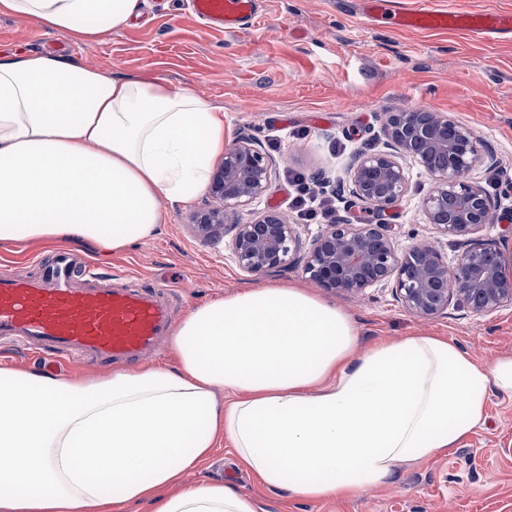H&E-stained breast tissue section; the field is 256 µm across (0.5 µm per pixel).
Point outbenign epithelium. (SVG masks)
Returning a JSON list of instances; mask_svg holds the SVG:
<instances>
[{
  "label": "benign epithelium",
  "instance_id": "7a95c632",
  "mask_svg": "<svg viewBox=\"0 0 512 512\" xmlns=\"http://www.w3.org/2000/svg\"><path fill=\"white\" fill-rule=\"evenodd\" d=\"M389 149L360 153L348 169L351 196L378 209L389 208L409 191V161L431 178L422 198L427 223L446 237L464 241L454 269L432 244L406 252L395 247L389 224H331L308 248L295 225L277 210H267L246 224H234L231 255L250 273H264L301 262L308 278L322 288L361 295L376 286H391L409 311L431 317L454 304L488 313L512 305V255L507 239H476L491 222L493 204L479 182L467 178L480 156L473 131L446 112L410 110L390 113L386 124ZM273 159L253 140L240 138L224 152L209 191L219 208L190 216V226L217 244L224 238L228 213L247 207L269 188Z\"/></svg>",
  "mask_w": 512,
  "mask_h": 512
}]
</instances>
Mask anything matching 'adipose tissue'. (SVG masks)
I'll list each match as a JSON object with an SVG mask.
<instances>
[{"instance_id":"adipose-tissue-1","label":"adipose tissue","mask_w":512,"mask_h":512,"mask_svg":"<svg viewBox=\"0 0 512 512\" xmlns=\"http://www.w3.org/2000/svg\"><path fill=\"white\" fill-rule=\"evenodd\" d=\"M141 0H0L94 40ZM226 148L224 113L161 76H112L49 53L0 54V241L70 239L121 251L154 237L161 200L187 204ZM173 365L84 377L0 367V512H259L186 471L229 442L270 490L353 496L453 453L512 397L491 365L442 336L362 345L353 318L308 288L209 300L173 330Z\"/></svg>"}]
</instances>
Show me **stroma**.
I'll list each match as a JSON object with an SVG mask.
<instances>
[{
	"mask_svg": "<svg viewBox=\"0 0 512 512\" xmlns=\"http://www.w3.org/2000/svg\"><path fill=\"white\" fill-rule=\"evenodd\" d=\"M6 51L52 53L113 75L156 74L194 89L223 109L230 140L254 137L276 163L268 191L237 222L275 209L306 240L322 227L300 221L289 205L292 170L337 187V222L393 225L398 250L429 242L456 264L461 245L425 220L421 201L430 180L422 169L409 167L410 192L386 210L354 201L344 188L355 154L386 149L389 114L410 106L448 113L472 129L485 147L471 172L482 185L512 179V37L369 25L356 15L355 0H262L261 13L228 37L186 14L182 0H144L127 26L86 42L0 14V53ZM212 202L206 191L184 206L162 202L164 222L152 239L119 253H79L119 280L173 290L178 321L245 288L306 283L298 265L245 272L229 242L196 235L189 216ZM54 247L0 242V274H36L35 259ZM320 296L353 317L365 345L425 332L448 337L483 362L512 351V305L489 314L452 306L422 319L388 287L368 289L362 299L326 290ZM187 479L224 480L252 495L260 512H512V398L493 395L485 427L452 454L409 465L394 482L349 498L311 501L268 490L238 467L225 441Z\"/></svg>",
	"mask_w": 512,
	"mask_h": 512,
	"instance_id": "1",
	"label": "stroma"
}]
</instances>
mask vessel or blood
<instances>
[{"label":"vessel or blood","mask_w":512,"mask_h":512,"mask_svg":"<svg viewBox=\"0 0 512 512\" xmlns=\"http://www.w3.org/2000/svg\"><path fill=\"white\" fill-rule=\"evenodd\" d=\"M367 23L395 28L454 29L491 37L512 35L511 13L399 11L391 0H359ZM197 18L233 35L258 13L257 0H190ZM32 278L0 274V339L36 349L50 360L89 358L131 363L153 355L170 330V293L162 288L113 286L90 263L64 248L37 261Z\"/></svg>","instance_id":"b4317fda"}]
</instances>
